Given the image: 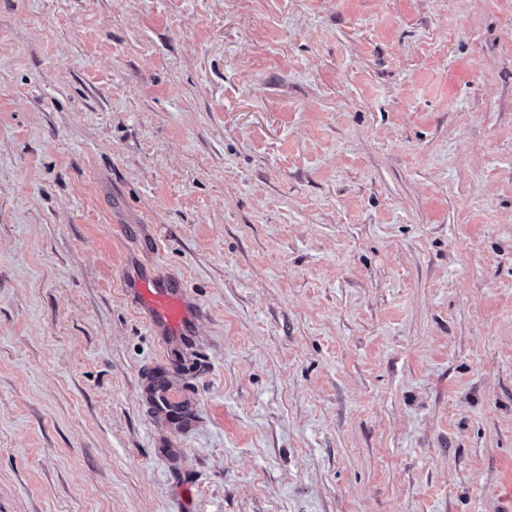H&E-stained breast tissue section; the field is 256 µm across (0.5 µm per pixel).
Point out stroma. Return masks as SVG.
<instances>
[{
  "mask_svg": "<svg viewBox=\"0 0 512 512\" xmlns=\"http://www.w3.org/2000/svg\"><path fill=\"white\" fill-rule=\"evenodd\" d=\"M0 512H512V0H0ZM130 293L147 314L148 323L157 336H189L201 314L186 286L156 272H129Z\"/></svg>",
  "mask_w": 512,
  "mask_h": 512,
  "instance_id": "stroma-1",
  "label": "stroma"
}]
</instances>
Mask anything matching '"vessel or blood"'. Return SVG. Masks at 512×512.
I'll list each match as a JSON object with an SVG mask.
<instances>
[{"mask_svg": "<svg viewBox=\"0 0 512 512\" xmlns=\"http://www.w3.org/2000/svg\"><path fill=\"white\" fill-rule=\"evenodd\" d=\"M127 285L156 335L167 338L192 333L201 308L183 283L156 272L135 270L128 273Z\"/></svg>", "mask_w": 512, "mask_h": 512, "instance_id": "b4317fda", "label": "vessel or blood"}]
</instances>
